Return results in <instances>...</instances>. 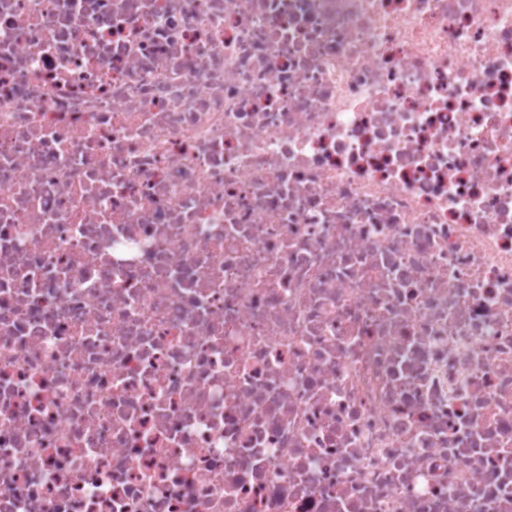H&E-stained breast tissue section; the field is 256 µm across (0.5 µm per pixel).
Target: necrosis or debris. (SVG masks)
Here are the masks:
<instances>
[{
  "label": "necrosis or debris",
  "instance_id": "1",
  "mask_svg": "<svg viewBox=\"0 0 512 512\" xmlns=\"http://www.w3.org/2000/svg\"><path fill=\"white\" fill-rule=\"evenodd\" d=\"M0 512H512V0H0Z\"/></svg>",
  "mask_w": 512,
  "mask_h": 512
}]
</instances>
